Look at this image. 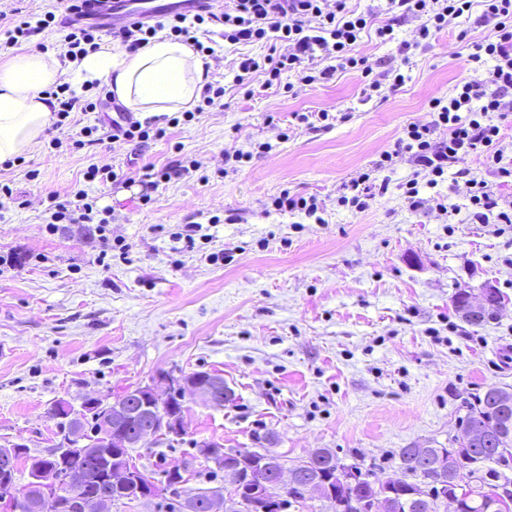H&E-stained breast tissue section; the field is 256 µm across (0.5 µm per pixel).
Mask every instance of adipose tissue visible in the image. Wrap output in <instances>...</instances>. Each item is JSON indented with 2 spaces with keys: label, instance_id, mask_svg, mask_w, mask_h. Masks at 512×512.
<instances>
[{
  "label": "adipose tissue",
  "instance_id": "obj_1",
  "mask_svg": "<svg viewBox=\"0 0 512 512\" xmlns=\"http://www.w3.org/2000/svg\"><path fill=\"white\" fill-rule=\"evenodd\" d=\"M211 60L186 43L157 33L129 52L102 47L71 68L50 53L14 55L0 64V162L31 152L50 125L51 87L96 81L140 117L161 116L194 105L211 80Z\"/></svg>",
  "mask_w": 512,
  "mask_h": 512
}]
</instances>
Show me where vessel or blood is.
I'll use <instances>...</instances> for the list:
<instances>
[{"label": "vessel or blood", "instance_id": "vessel-or-blood-1", "mask_svg": "<svg viewBox=\"0 0 512 512\" xmlns=\"http://www.w3.org/2000/svg\"><path fill=\"white\" fill-rule=\"evenodd\" d=\"M223 12V0H84L82 11L101 28L112 32L132 22L163 15L191 14L201 9Z\"/></svg>", "mask_w": 512, "mask_h": 512}]
</instances>
